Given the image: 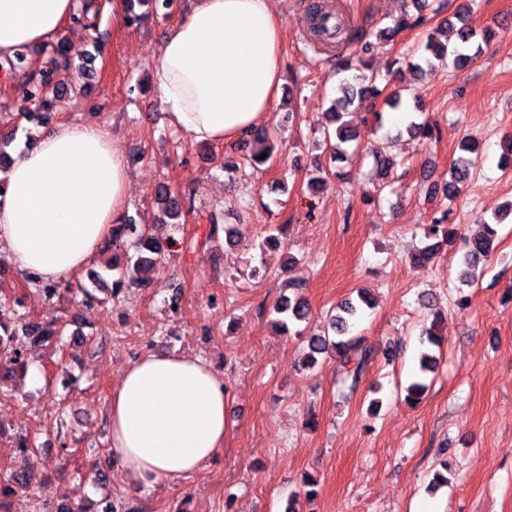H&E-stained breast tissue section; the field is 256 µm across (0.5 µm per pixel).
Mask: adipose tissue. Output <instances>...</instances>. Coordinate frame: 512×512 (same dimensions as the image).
I'll return each mask as SVG.
<instances>
[{
  "instance_id": "1",
  "label": "adipose tissue",
  "mask_w": 512,
  "mask_h": 512,
  "mask_svg": "<svg viewBox=\"0 0 512 512\" xmlns=\"http://www.w3.org/2000/svg\"><path fill=\"white\" fill-rule=\"evenodd\" d=\"M75 0H0V57L54 38ZM283 32L273 0H193L151 62L170 122L197 142H236L281 93ZM130 173L103 122L62 121L18 155L0 197V252L19 273L67 283L125 209ZM223 375L200 358L151 352L112 395L111 451L132 483L175 482L224 446Z\"/></svg>"
}]
</instances>
